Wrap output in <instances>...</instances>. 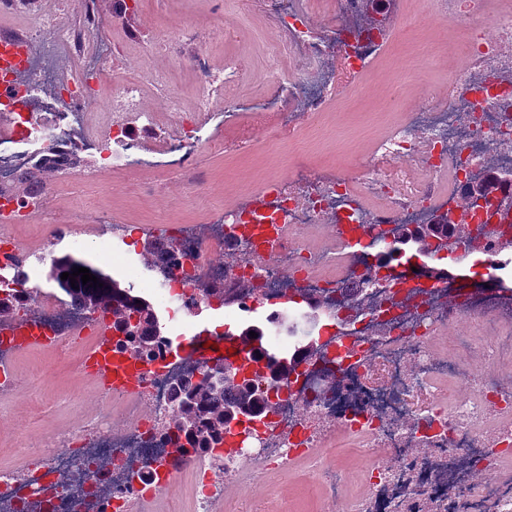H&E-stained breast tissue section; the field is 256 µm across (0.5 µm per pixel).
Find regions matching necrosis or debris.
<instances>
[{"label":"necrosis or debris","instance_id":"necrosis-or-debris-1","mask_svg":"<svg viewBox=\"0 0 512 512\" xmlns=\"http://www.w3.org/2000/svg\"><path fill=\"white\" fill-rule=\"evenodd\" d=\"M8 2L29 25L0 55V133L10 143L0 148V184L44 158L57 160L59 180H82L69 159L88 155L97 176L151 172L150 199L164 177H195L197 146L225 150L204 129L239 105L248 120L233 132L238 142L287 145L289 163L258 176L205 228L164 225L182 249L164 255L166 277L139 294L187 328L202 308L223 309L236 330L268 337V359H296L300 370L282 375L278 397L233 447L187 457L166 440L177 424L172 393L206 363L173 357L165 333L148 351L126 345L141 365L137 393H101L79 429L47 433L20 466H0V512H136L148 495L165 512H296L252 488L273 473L291 477L298 463L303 496L345 512H512V0H423L394 16L393 28L370 30L360 21L365 0H260L276 34L258 69L238 60L214 67L204 32L175 20L147 50L189 62L190 93L151 68L108 88L119 48L94 39L102 20L92 0H60L58 16L37 0ZM441 22L459 33L464 60L447 87L428 86L408 108L393 87L396 119L371 150L314 166L300 144L330 134L333 107L358 92L399 31ZM246 86L254 93L245 99ZM148 88L157 110L143 106ZM484 182L491 208L461 207ZM54 191L0 194V284L19 297L15 319L0 322V396L26 407L54 371L18 372L27 349L16 325H31L79 381L93 378L104 327L32 284L20 233L36 219L59 232ZM457 211L463 219L444 225ZM328 224L332 249L321 244ZM430 227L429 245L467 244L470 265L454 275L421 265L413 285L397 273L399 235ZM489 471L496 483L482 482Z\"/></svg>","mask_w":512,"mask_h":512}]
</instances>
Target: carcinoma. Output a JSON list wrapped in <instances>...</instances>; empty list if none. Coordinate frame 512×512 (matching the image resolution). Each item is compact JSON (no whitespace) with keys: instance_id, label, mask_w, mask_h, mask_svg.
I'll return each instance as SVG.
<instances>
[{"instance_id":"carcinoma-1","label":"carcinoma","mask_w":512,"mask_h":512,"mask_svg":"<svg viewBox=\"0 0 512 512\" xmlns=\"http://www.w3.org/2000/svg\"><path fill=\"white\" fill-rule=\"evenodd\" d=\"M53 167L47 163H38L35 168L21 180L23 185H35L52 176ZM82 263L68 257L51 260L50 276L60 280L62 273L73 272ZM94 273V270H89ZM96 274V273H94ZM102 286L92 287L82 283L81 277H76V283L65 280L67 294L91 312L104 309L113 317V326L116 328L128 323L131 317L138 318L139 344L149 343L151 336L155 335L154 312L151 306L142 301L140 303L130 299L121 292L119 284L101 274H96ZM255 385L237 384L235 377L224 374V379L218 384L203 380L197 384H185L174 391V401L179 412L177 434L173 442L177 447H183L181 437H186L187 443L194 448H205L217 440L224 431V424L230 418L249 409L255 410L265 404V400L258 399L256 384L260 379H254Z\"/></svg>"}]
</instances>
